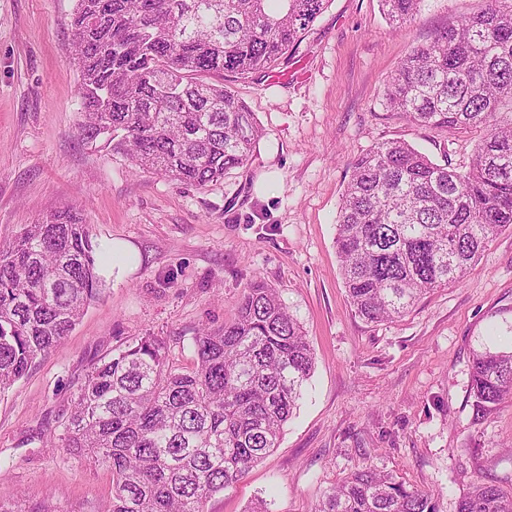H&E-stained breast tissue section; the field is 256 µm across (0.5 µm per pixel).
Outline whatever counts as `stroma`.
I'll return each instance as SVG.
<instances>
[{
  "label": "stroma",
  "mask_w": 512,
  "mask_h": 512,
  "mask_svg": "<svg viewBox=\"0 0 512 512\" xmlns=\"http://www.w3.org/2000/svg\"><path fill=\"white\" fill-rule=\"evenodd\" d=\"M483 6L425 0L396 31L379 0H330L273 73L228 79L264 135L246 167L197 188L79 138L75 0H0V242L73 206L113 256L62 346L0 394V501L100 512L110 474L51 441L72 393L100 357L148 333L166 339L175 367L191 366L197 330L231 321L258 278L303 325L315 369L277 448L205 512H247L259 497L270 512H314L358 466L437 493L439 512H456L480 477L512 489V399L477 422L470 394L474 353L512 349V230L462 283L375 324L350 307L336 253L342 193L366 150L401 139L468 169L479 130L418 127L384 90L414 46Z\"/></svg>",
  "instance_id": "stroma-1"
}]
</instances>
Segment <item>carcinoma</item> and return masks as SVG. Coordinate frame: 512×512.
Segmentation results:
<instances>
[{
	"instance_id": "1",
	"label": "carcinoma",
	"mask_w": 512,
	"mask_h": 512,
	"mask_svg": "<svg viewBox=\"0 0 512 512\" xmlns=\"http://www.w3.org/2000/svg\"><path fill=\"white\" fill-rule=\"evenodd\" d=\"M329 0H76L79 131L135 169L204 187L245 167L262 129L225 78L266 75ZM394 29L424 0H379ZM386 105L424 128L484 132L468 171L405 141L356 158L336 249L350 305L370 323L403 316L463 281L512 229V0L438 30L386 81ZM101 287L90 225L67 206L0 243V392L63 343ZM192 367L170 366L164 338L141 336L91 369L71 399L61 447L107 469V512H204L277 446L314 357L301 323L261 279L236 318L194 338ZM475 420L512 399V350L474 354ZM0 512H72L22 495ZM315 512H437L435 494L357 467ZM457 512H512V492L479 479Z\"/></svg>"
}]
</instances>
